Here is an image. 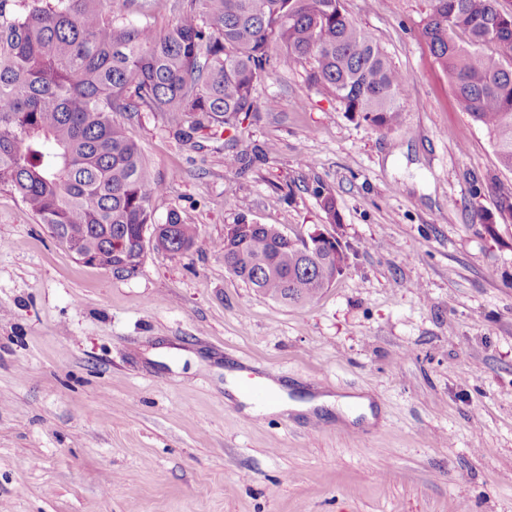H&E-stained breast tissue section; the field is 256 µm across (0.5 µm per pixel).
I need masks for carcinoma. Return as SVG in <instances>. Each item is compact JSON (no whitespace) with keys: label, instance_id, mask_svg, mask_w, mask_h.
<instances>
[{"label":"carcinoma","instance_id":"obj_1","mask_svg":"<svg viewBox=\"0 0 512 512\" xmlns=\"http://www.w3.org/2000/svg\"><path fill=\"white\" fill-rule=\"evenodd\" d=\"M422 34L512 170V67L478 50L491 42L512 51V15L495 0H432ZM302 61L309 83L345 111L379 128L399 125L406 77L344 0H180L176 21L161 29L114 15L112 0H0V187L58 226L69 247L120 271L141 225L155 223L151 200L165 185L112 114L155 112L185 144L200 134L219 140L259 109L263 77ZM239 229L213 247L231 274L283 304L314 299L346 267L332 242L288 237L275 224ZM197 242L175 212L156 227L158 250L183 253Z\"/></svg>","mask_w":512,"mask_h":512}]
</instances>
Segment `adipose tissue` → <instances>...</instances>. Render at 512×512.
<instances>
[{
    "mask_svg": "<svg viewBox=\"0 0 512 512\" xmlns=\"http://www.w3.org/2000/svg\"><path fill=\"white\" fill-rule=\"evenodd\" d=\"M264 385L272 394V400L259 404L253 400H245L243 411L249 416H266L273 413L296 412L307 413L316 409H330L346 421L357 416L373 418L376 407L370 397L363 395H321L306 401L289 398L287 387L273 380H265Z\"/></svg>",
    "mask_w": 512,
    "mask_h": 512,
    "instance_id": "adipose-tissue-1",
    "label": "adipose tissue"
}]
</instances>
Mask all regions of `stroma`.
Masks as SVG:
<instances>
[{"label":"stroma","instance_id":"stroma-1","mask_svg":"<svg viewBox=\"0 0 512 512\" xmlns=\"http://www.w3.org/2000/svg\"><path fill=\"white\" fill-rule=\"evenodd\" d=\"M344 5L407 78L393 129L301 64L257 84L278 106L237 142L122 115L167 186L156 220L197 229L189 251L146 247L132 274L87 265L0 189V512H512V222L496 217L512 171L422 38L431 0ZM241 221L321 229L347 266L300 306L259 295L211 247ZM228 367L381 414L247 422Z\"/></svg>","mask_w":512,"mask_h":512}]
</instances>
